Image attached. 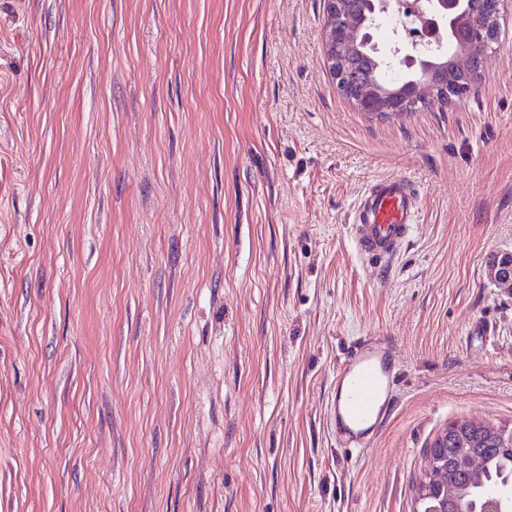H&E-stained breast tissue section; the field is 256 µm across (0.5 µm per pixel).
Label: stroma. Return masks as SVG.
Returning <instances> with one entry per match:
<instances>
[{
  "label": "stroma",
  "instance_id": "obj_1",
  "mask_svg": "<svg viewBox=\"0 0 512 512\" xmlns=\"http://www.w3.org/2000/svg\"><path fill=\"white\" fill-rule=\"evenodd\" d=\"M323 0H0V512H414L449 422L512 426V0L476 87L376 116ZM405 175L386 273L348 218ZM476 320L490 345L467 342ZM399 368L371 449L337 364ZM397 368L385 342L371 337L339 361L330 431L339 448L364 451L381 431L395 396Z\"/></svg>",
  "mask_w": 512,
  "mask_h": 512
}]
</instances>
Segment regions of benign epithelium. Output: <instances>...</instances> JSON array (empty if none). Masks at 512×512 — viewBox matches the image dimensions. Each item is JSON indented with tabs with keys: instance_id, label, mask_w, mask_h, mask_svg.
Here are the masks:
<instances>
[{
	"instance_id": "obj_1",
	"label": "benign epithelium",
	"mask_w": 512,
	"mask_h": 512,
	"mask_svg": "<svg viewBox=\"0 0 512 512\" xmlns=\"http://www.w3.org/2000/svg\"><path fill=\"white\" fill-rule=\"evenodd\" d=\"M324 60L338 93L361 111L386 115L410 111V102H438L448 106L463 98L475 86L487 60L484 46L499 34V17L504 0H425L431 27L408 29L391 48L392 63L422 78L416 83L412 101L380 98L366 84L359 46L380 51L372 33L378 19L387 13L402 17L419 7L420 0H323ZM448 40L466 47L449 69L430 70L433 53L429 47L440 42V27ZM465 488L448 482V458L434 456L416 488L421 512H461Z\"/></svg>"
}]
</instances>
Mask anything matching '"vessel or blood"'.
Returning a JSON list of instances; mask_svg holds the SVG:
<instances>
[{"label": "vessel or blood", "mask_w": 512, "mask_h": 512, "mask_svg": "<svg viewBox=\"0 0 512 512\" xmlns=\"http://www.w3.org/2000/svg\"><path fill=\"white\" fill-rule=\"evenodd\" d=\"M418 218V193L409 178L390 175L368 185L350 216L360 259L385 268L408 242ZM397 368L385 342L369 338L339 361L330 431L338 447L365 450L381 431L395 396Z\"/></svg>", "instance_id": "vessel-or-blood-1"}]
</instances>
